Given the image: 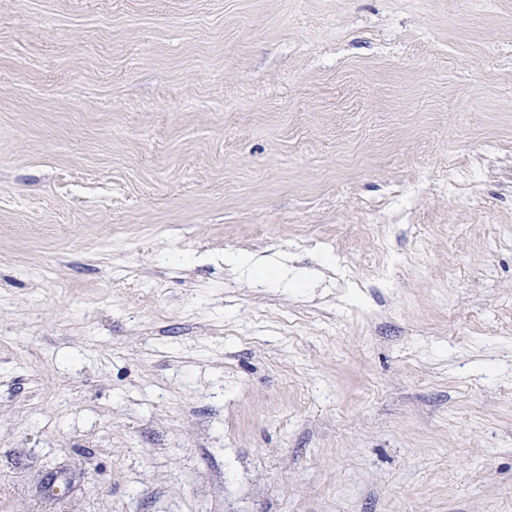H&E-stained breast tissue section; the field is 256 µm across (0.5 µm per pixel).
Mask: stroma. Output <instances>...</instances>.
I'll use <instances>...</instances> for the list:
<instances>
[{
	"instance_id": "obj_1",
	"label": "stroma",
	"mask_w": 512,
	"mask_h": 512,
	"mask_svg": "<svg viewBox=\"0 0 512 512\" xmlns=\"http://www.w3.org/2000/svg\"><path fill=\"white\" fill-rule=\"evenodd\" d=\"M0 512H512V0H0Z\"/></svg>"
}]
</instances>
